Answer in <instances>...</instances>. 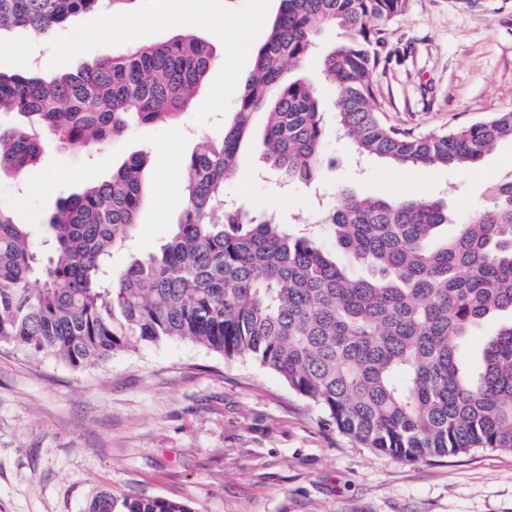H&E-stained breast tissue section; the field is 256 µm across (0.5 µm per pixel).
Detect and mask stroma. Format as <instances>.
Returning <instances> with one entry per match:
<instances>
[{"instance_id":"1","label":"stroma","mask_w":512,"mask_h":512,"mask_svg":"<svg viewBox=\"0 0 512 512\" xmlns=\"http://www.w3.org/2000/svg\"><path fill=\"white\" fill-rule=\"evenodd\" d=\"M254 0H130L125 10L82 14L61 32L12 30L20 55L0 61L48 74L72 59L92 62L178 34L171 19H192L189 34L208 43L218 64L194 106L174 121L139 125L103 153L47 143L26 178L0 174V200L42 230L80 172L111 174L130 155L147 154L139 222L112 255L121 272L133 254L153 251L185 206L172 154L189 156L200 137L231 122L266 24H249ZM238 23L225 44L221 21ZM399 57L374 73L385 117L419 133L483 121L512 109V0H409L395 25ZM265 117L255 114L237 166L224 184L238 207L276 204L282 223L317 219V193L424 196L464 215L486 186L512 172V141H500L468 170L415 167L395 179L377 159L361 160L330 143L333 164L315 187L271 174L264 156ZM53 176V187L40 184ZM186 502L193 512H512V453L407 464L360 446L327 426L319 410L275 373L225 359L205 347L167 341L74 368L35 361L0 345V512H86L99 491Z\"/></svg>"}]
</instances>
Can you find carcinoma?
<instances>
[{
    "instance_id": "carcinoma-1",
    "label": "carcinoma",
    "mask_w": 512,
    "mask_h": 512,
    "mask_svg": "<svg viewBox=\"0 0 512 512\" xmlns=\"http://www.w3.org/2000/svg\"><path fill=\"white\" fill-rule=\"evenodd\" d=\"M409 0H280L233 122L205 137L182 167L186 204L168 240L117 276L112 253L137 224L146 155L59 199L46 222L53 256L0 202V343L72 367L134 343L179 340L277 374L327 422L380 454L416 463L476 450L512 452V173L460 218L433 198L341 192L317 223L351 264L274 212L224 203L252 116H267L270 169L309 184L334 133L362 157L402 169H469L503 139L512 110L414 134L384 120L372 75L392 61L393 25ZM103 0H0V31L51 34ZM324 28L339 41L319 58L333 88L334 129L316 88L282 80L305 66ZM216 62L188 34L38 75L0 67V170L37 168L42 139L100 150L137 124H164L197 99ZM455 233L437 241L441 228ZM507 316L481 358L466 362L473 328ZM87 512H192L180 501L101 491Z\"/></svg>"
}]
</instances>
